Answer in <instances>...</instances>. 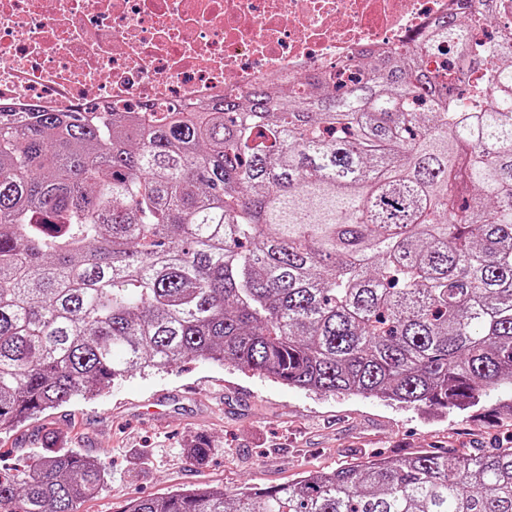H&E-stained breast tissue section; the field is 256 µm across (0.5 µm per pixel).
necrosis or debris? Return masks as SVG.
Here are the masks:
<instances>
[{"label": "necrosis or debris", "mask_w": 512, "mask_h": 512, "mask_svg": "<svg viewBox=\"0 0 512 512\" xmlns=\"http://www.w3.org/2000/svg\"><path fill=\"white\" fill-rule=\"evenodd\" d=\"M456 0H0V105L114 112L333 71Z\"/></svg>", "instance_id": "obj_1"}]
</instances>
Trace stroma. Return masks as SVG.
Instances as JSON below:
<instances>
[{
    "label": "stroma",
    "instance_id": "1",
    "mask_svg": "<svg viewBox=\"0 0 512 512\" xmlns=\"http://www.w3.org/2000/svg\"><path fill=\"white\" fill-rule=\"evenodd\" d=\"M61 447L103 460L105 483L81 512H123L141 496L178 487L287 485L305 472L333 470L380 455L512 446V390L478 406L448 411L405 406L372 395L312 393L227 362L185 358L166 370L129 374L90 399L74 401L0 434V465L12 467ZM208 441L204 463L187 450Z\"/></svg>",
    "mask_w": 512,
    "mask_h": 512
}]
</instances>
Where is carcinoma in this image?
Listing matches in <instances>:
<instances>
[{
    "label": "carcinoma",
    "instance_id": "carcinoma-1",
    "mask_svg": "<svg viewBox=\"0 0 512 512\" xmlns=\"http://www.w3.org/2000/svg\"><path fill=\"white\" fill-rule=\"evenodd\" d=\"M333 84L200 106L0 112V431L198 356L448 409L512 385V0H457ZM74 448L0 468V512H80ZM127 512H512V447Z\"/></svg>",
    "mask_w": 512,
    "mask_h": 512
}]
</instances>
